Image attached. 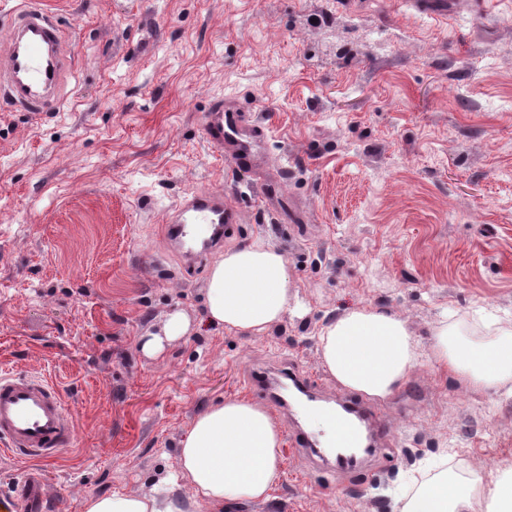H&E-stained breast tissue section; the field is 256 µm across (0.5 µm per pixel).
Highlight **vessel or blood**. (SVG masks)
Instances as JSON below:
<instances>
[{
    "label": "vessel or blood",
    "instance_id": "obj_1",
    "mask_svg": "<svg viewBox=\"0 0 512 512\" xmlns=\"http://www.w3.org/2000/svg\"><path fill=\"white\" fill-rule=\"evenodd\" d=\"M5 40L0 43V93L26 112H55L62 102L64 73L72 61L63 33L38 0H23L7 16ZM206 143L232 168L251 174L262 164L265 142L258 126L249 124L246 111L221 100L213 102L203 118ZM241 221L237 207L220 191H195L183 197L165 218L164 232L187 262H195L224 243ZM309 394L321 387L308 376L291 371L281 379L269 371H255L250 389L261 392L284 415L290 404L280 395L282 380ZM336 402L350 409L336 435V470L341 474L364 472L367 464L387 446V425L367 400L346 393ZM75 420L56 386L48 379L14 371H0V447L15 458L49 462L70 446Z\"/></svg>",
    "mask_w": 512,
    "mask_h": 512
}]
</instances>
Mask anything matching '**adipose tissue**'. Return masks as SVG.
I'll return each instance as SVG.
<instances>
[{"label":"adipose tissue","instance_id":"1","mask_svg":"<svg viewBox=\"0 0 512 512\" xmlns=\"http://www.w3.org/2000/svg\"><path fill=\"white\" fill-rule=\"evenodd\" d=\"M293 282L286 256L257 240L225 251L206 287L209 323L258 336L280 322L291 305ZM324 363L342 387L369 397H389L419 358L406 323L370 308L347 311L320 335ZM434 359L465 384L512 389V331L472 340L451 325L435 333ZM282 437L275 418L262 406L228 399L200 415L180 442L177 475L194 499L220 512L240 500L268 499L282 468ZM468 484L448 477L421 487L401 512H469ZM85 512H182L165 486L154 494L115 493L91 497Z\"/></svg>","mask_w":512,"mask_h":512}]
</instances>
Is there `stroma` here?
<instances>
[{"mask_svg":"<svg viewBox=\"0 0 512 512\" xmlns=\"http://www.w3.org/2000/svg\"><path fill=\"white\" fill-rule=\"evenodd\" d=\"M73 75L58 112L0 99V368L56 384L76 420L41 465L42 512L150 492L199 414L265 405L250 373L293 365L331 382L321 330L365 306L403 319L421 357L381 400L386 460L367 475L285 455L264 501L223 512H400L444 472L474 480L477 512L512 470V396L461 383L432 358L444 324L512 327V0H41ZM266 133L258 177L206 144L213 101ZM220 189L241 213L225 248L284 253L297 298L260 336L209 324L210 262L162 234L187 194ZM189 334L141 350L167 315Z\"/></svg>","mask_w":512,"mask_h":512,"instance_id":"1","label":"stroma"}]
</instances>
